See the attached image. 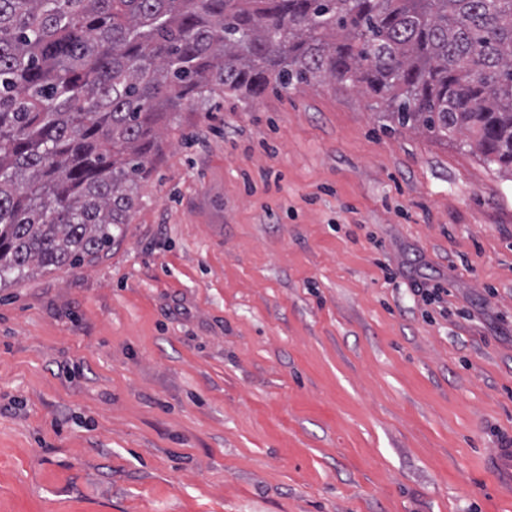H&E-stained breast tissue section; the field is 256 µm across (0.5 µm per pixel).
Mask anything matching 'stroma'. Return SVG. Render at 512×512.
<instances>
[{
	"mask_svg": "<svg viewBox=\"0 0 512 512\" xmlns=\"http://www.w3.org/2000/svg\"><path fill=\"white\" fill-rule=\"evenodd\" d=\"M162 141L107 254L0 288V512H512V176L330 81ZM483 467L495 475L500 491L512 495V436L501 438L498 448L484 459Z\"/></svg>",
	"mask_w": 512,
	"mask_h": 512,
	"instance_id": "1",
	"label": "stroma"
}]
</instances>
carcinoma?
Wrapping results in <instances>:
<instances>
[{"label":"carcinoma","instance_id":"cac0c4a2","mask_svg":"<svg viewBox=\"0 0 512 512\" xmlns=\"http://www.w3.org/2000/svg\"><path fill=\"white\" fill-rule=\"evenodd\" d=\"M320 78L512 175V0H0V285L116 242L186 105Z\"/></svg>","mask_w":512,"mask_h":512}]
</instances>
